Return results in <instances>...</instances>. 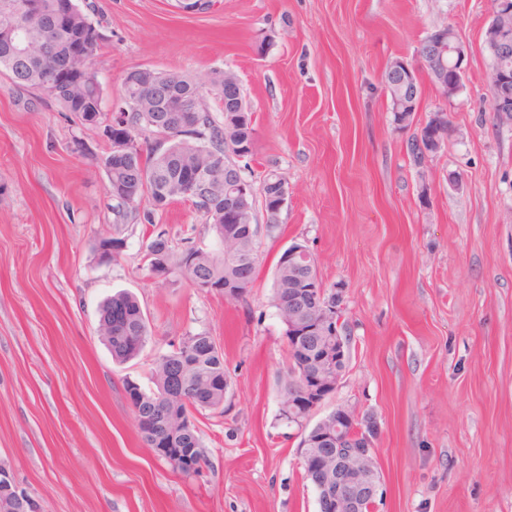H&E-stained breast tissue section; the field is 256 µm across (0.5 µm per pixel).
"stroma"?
I'll use <instances>...</instances> for the list:
<instances>
[{
    "mask_svg": "<svg viewBox=\"0 0 512 512\" xmlns=\"http://www.w3.org/2000/svg\"><path fill=\"white\" fill-rule=\"evenodd\" d=\"M79 3L105 36L106 105L136 66L196 81L234 70L254 119L252 179L278 172L288 206L258 237L242 299L148 277L150 232L115 219L100 130L0 77V465L18 488L39 512H318L301 432L279 420L288 352L274 269L300 240L324 286L344 289L350 338L349 370L315 415L351 406L375 418L376 512H512V118L489 106L490 0ZM444 24L470 47L449 100L417 56ZM395 57L417 66L416 122L444 108L457 128L422 176L382 83ZM155 222L173 242L214 244L189 206ZM114 235L118 261L98 263L96 240ZM122 290L151 336L119 365L97 327L100 302ZM202 330L224 350L232 407L198 415L212 467L189 479L142 442L123 383L151 387L153 360Z\"/></svg>",
    "mask_w": 512,
    "mask_h": 512,
    "instance_id": "35a3bbf8",
    "label": "stroma"
}]
</instances>
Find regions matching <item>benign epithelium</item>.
Returning a JSON list of instances; mask_svg holds the SVG:
<instances>
[{"label": "benign epithelium", "mask_w": 512, "mask_h": 512, "mask_svg": "<svg viewBox=\"0 0 512 512\" xmlns=\"http://www.w3.org/2000/svg\"><path fill=\"white\" fill-rule=\"evenodd\" d=\"M430 44L448 48V61L433 65L435 85L444 97L459 93L466 72L468 48L457 29L446 24L429 37ZM489 55L505 59L512 55V0H493L490 21L484 31ZM412 66L395 57L386 66V80L398 90V111L418 112L420 99L414 82L406 76ZM492 110L512 117V73H494L491 86ZM434 122H424L430 149L423 150L429 163L448 145L456 128L448 114H432ZM250 157L241 146L228 144L224 150V213H246L247 195L253 191L240 162ZM288 260V327L294 333L295 347L303 356L302 366L293 374V394L288 397L289 424L304 426L310 415L332 394L349 368V342L338 317L344 290L336 289V304L309 295L306 282L314 275L302 273L311 261L310 250L293 241L284 249ZM377 422L356 409L339 406L321 419L302 441V464L306 472L319 477V512H372L381 486L375 460ZM0 512H36V506L14 485L9 471L0 467Z\"/></svg>", "instance_id": "1"}]
</instances>
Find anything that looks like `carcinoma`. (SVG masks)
<instances>
[{"label":"carcinoma","instance_id":"1","mask_svg":"<svg viewBox=\"0 0 512 512\" xmlns=\"http://www.w3.org/2000/svg\"><path fill=\"white\" fill-rule=\"evenodd\" d=\"M19 0H0V73L15 85L28 87L62 111L74 116L86 128H102L103 136H127L128 161L121 168H105L108 192L118 202V216L133 217L154 225V216L176 203H187L212 231L219 247L208 250L184 239L179 245L163 231L146 245L144 261L153 275L178 274L199 292L225 293L232 284V299L242 298L252 287L257 267L247 266L236 255L258 244L239 236V230L224 219V140L227 137L254 144L255 128L239 123L228 113L231 102L224 99L222 83L216 82L208 92V101L190 78L177 71L157 72L136 78V83L122 82L119 106L153 98L160 86L173 84L172 100L187 106L185 112H171L164 107L157 112H125L116 130L101 126L105 115L103 87L94 61L104 35L89 15L71 0H34L32 11L18 8ZM92 39L89 60L70 59L69 48L80 39ZM216 105L223 120L212 116ZM204 168L212 174L204 187L184 195L178 190L184 172ZM262 203L269 216L265 224L268 235L279 228L275 189L266 186ZM124 241L103 237L96 246L99 263L115 261ZM98 334L109 337L107 347L113 361L123 364L144 350L150 330L146 313L137 298L117 292L105 298L99 307ZM152 383L144 388L126 382L125 395L133 408L137 431L161 458L171 448H189L210 468V460L196 426L185 420L202 411L224 414L230 377L224 365V353L207 331L186 334L167 354L155 358ZM205 384L214 390L208 403L191 398L194 385Z\"/></svg>","mask_w":512,"mask_h":512}]
</instances>
